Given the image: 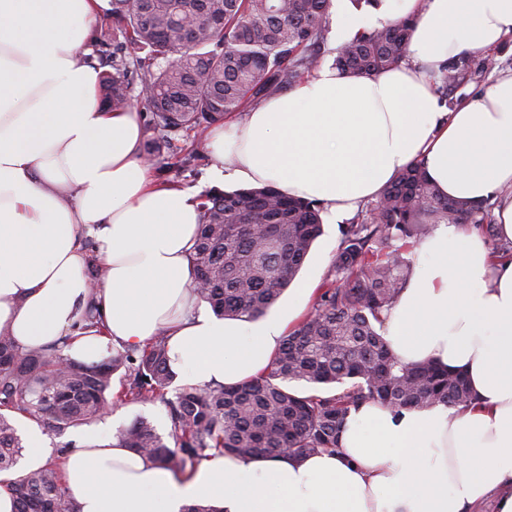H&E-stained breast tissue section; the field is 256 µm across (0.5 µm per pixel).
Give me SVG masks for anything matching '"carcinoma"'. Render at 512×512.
<instances>
[{"instance_id": "obj_1", "label": "carcinoma", "mask_w": 512, "mask_h": 512, "mask_svg": "<svg viewBox=\"0 0 512 512\" xmlns=\"http://www.w3.org/2000/svg\"><path fill=\"white\" fill-rule=\"evenodd\" d=\"M333 0H110L112 38L99 39L103 102L114 111L141 97L151 113L143 156L177 153L178 133H206L259 101L289 90L318 62ZM412 20L367 29L336 48L334 65L353 75L398 66ZM468 56L443 64L436 91L477 81ZM493 204L441 196L414 164L375 201L341 225V241L314 311L285 336L267 371L232 386H182L163 437L139 417L115 434L117 446L174 470H194L214 451L236 457L305 456L339 448L351 409L470 404L465 378L432 362L404 364L381 333L382 314L406 287L411 249L438 224H474L494 238ZM202 222L190 254L193 287L226 319L266 316L295 279L322 233L323 207L271 186L215 190L199 202ZM277 245H265L268 237ZM89 302L81 329L99 327ZM161 332L142 348L77 362L66 342L23 350L0 335V472L18 463L19 415L62 433L124 403L163 397L175 381ZM121 374V390L112 377ZM15 512H73L54 463L8 483Z\"/></svg>"}]
</instances>
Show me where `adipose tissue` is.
I'll return each mask as SVG.
<instances>
[{"mask_svg": "<svg viewBox=\"0 0 512 512\" xmlns=\"http://www.w3.org/2000/svg\"><path fill=\"white\" fill-rule=\"evenodd\" d=\"M101 0H0V334L22 348L67 339L79 361L168 337L184 385H234L263 374L300 308L257 321L212 314L192 285L200 213L190 192L154 182L136 110L98 97L81 63ZM412 17L399 66L351 76L312 69L206 147L217 182L271 185L331 216L378 197L421 163L440 193L481 202L512 186V72L453 108L434 93L442 64L512 37V0H379L336 17L339 40L369 18ZM96 241L87 251L83 234ZM387 313L385 339L404 363L463 373L465 407L351 411L336 453H215L179 477L92 437L59 458L73 512H473L496 495L512 512V257L474 229L440 225ZM105 272L91 285L86 268ZM101 333L79 326L89 299Z\"/></svg>", "mask_w": 512, "mask_h": 512, "instance_id": "ef3b65f1", "label": "adipose tissue"}]
</instances>
